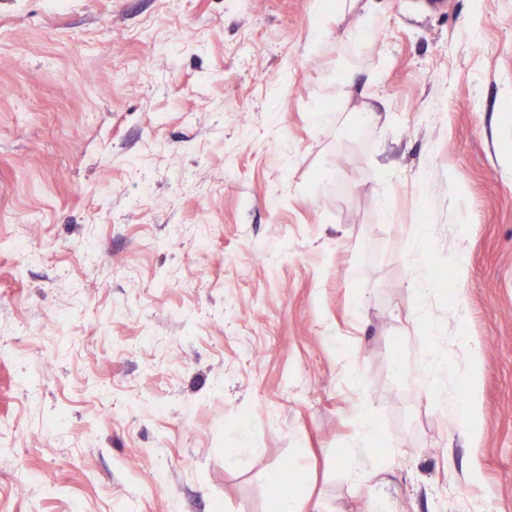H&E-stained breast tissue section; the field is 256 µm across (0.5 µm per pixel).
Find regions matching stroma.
Returning a JSON list of instances; mask_svg holds the SVG:
<instances>
[{"mask_svg":"<svg viewBox=\"0 0 512 512\" xmlns=\"http://www.w3.org/2000/svg\"><path fill=\"white\" fill-rule=\"evenodd\" d=\"M322 2L0 0V512H512V0ZM434 336H422L419 342L428 345L429 360L427 368L429 369L430 391L432 396L438 397L441 394V386L443 378L460 374L458 368L449 364L447 358L439 357L431 346ZM278 510L277 512H320L318 503L310 504V497L301 490L293 489L288 482L277 485Z\"/></svg>","mask_w":512,"mask_h":512,"instance_id":"stroma-1","label":"stroma"}]
</instances>
